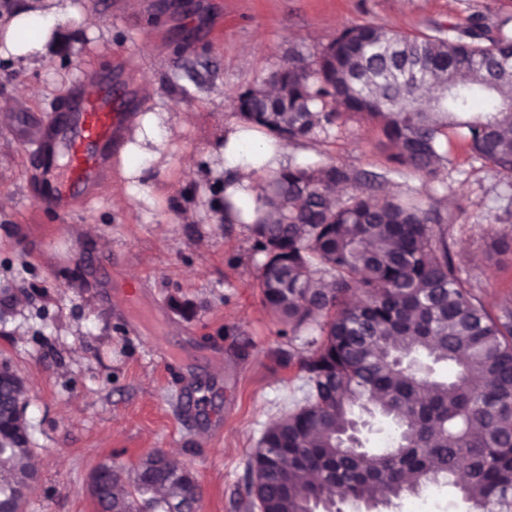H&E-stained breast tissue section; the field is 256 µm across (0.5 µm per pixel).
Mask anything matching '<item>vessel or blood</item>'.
I'll return each mask as SVG.
<instances>
[{
  "mask_svg": "<svg viewBox=\"0 0 512 512\" xmlns=\"http://www.w3.org/2000/svg\"><path fill=\"white\" fill-rule=\"evenodd\" d=\"M126 120L108 69L86 70L48 119H32L26 142L39 173L35 203L64 221L76 207L90 205L112 168Z\"/></svg>",
  "mask_w": 512,
  "mask_h": 512,
  "instance_id": "1",
  "label": "vessel or blood"
}]
</instances>
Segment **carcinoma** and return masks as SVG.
Masks as SVG:
<instances>
[{"label": "carcinoma", "instance_id": "1", "mask_svg": "<svg viewBox=\"0 0 512 512\" xmlns=\"http://www.w3.org/2000/svg\"><path fill=\"white\" fill-rule=\"evenodd\" d=\"M512 15L472 13L429 33L345 27L309 63L291 57L239 92L242 121L279 145L316 142L344 116L374 120L390 172L439 178L450 138L512 176ZM382 174L288 159L251 203L262 301L308 356L304 403L263 433L246 465L248 509L375 512L451 485L471 512H512V302L494 313L448 244V213ZM18 374L0 384V512H22L35 479ZM395 426L372 452L361 428ZM89 491L100 512H183L194 472L156 449L131 468L100 463Z\"/></svg>", "mask_w": 512, "mask_h": 512}]
</instances>
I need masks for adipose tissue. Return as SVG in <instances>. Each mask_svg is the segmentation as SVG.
Segmentation results:
<instances>
[{
  "mask_svg": "<svg viewBox=\"0 0 512 512\" xmlns=\"http://www.w3.org/2000/svg\"><path fill=\"white\" fill-rule=\"evenodd\" d=\"M179 120L177 113L159 107L142 113L136 121L133 139L120 153L125 177L136 178L148 162L156 159V142ZM220 147L210 163L213 177L223 180L224 193L234 202L253 200L260 177L287 165L283 153L275 151L270 138L257 130L232 123L220 133Z\"/></svg>",
  "mask_w": 512,
  "mask_h": 512,
  "instance_id": "obj_1",
  "label": "adipose tissue"
}]
</instances>
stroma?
<instances>
[{
	"instance_id": "35a3bbf8",
	"label": "stroma",
	"mask_w": 512,
	"mask_h": 512,
	"mask_svg": "<svg viewBox=\"0 0 512 512\" xmlns=\"http://www.w3.org/2000/svg\"><path fill=\"white\" fill-rule=\"evenodd\" d=\"M8 0L0 17L54 11L38 63L0 57V101L45 111L84 67L111 65L132 115L170 103L187 126L167 132L135 192L120 163L97 201L60 223L31 202L38 182L12 133L0 132V359L25 383L38 480L23 512H98L89 476L105 460L133 466L161 448L190 467L199 512H246V462L268 424L302 404L307 388L261 301L249 225L223 224L219 186L187 173L204 161L234 99L288 54L316 59L337 31L362 24L408 34L473 12L512 15V0ZM93 16L91 35L68 13ZM39 87L37 97L24 86ZM378 125L346 114L305 161L332 158L383 173ZM441 181L407 171L396 188L440 202L448 239L489 309L512 300V253L495 252L489 219L512 187L452 141ZM395 512H467L448 489L398 502Z\"/></svg>"
}]
</instances>
